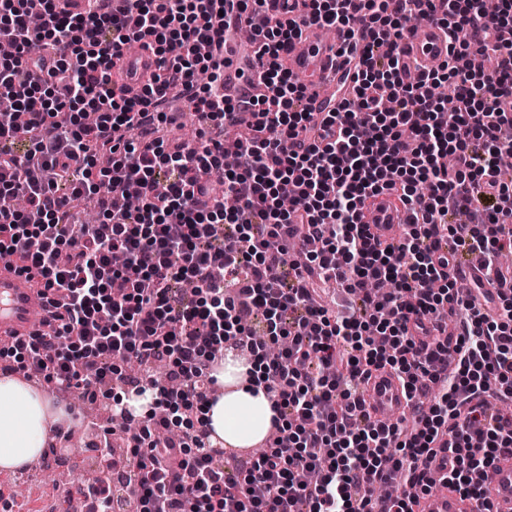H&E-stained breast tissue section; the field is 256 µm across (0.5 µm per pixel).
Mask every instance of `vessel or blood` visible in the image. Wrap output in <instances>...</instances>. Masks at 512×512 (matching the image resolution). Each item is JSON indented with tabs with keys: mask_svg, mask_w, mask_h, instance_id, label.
<instances>
[{
	"mask_svg": "<svg viewBox=\"0 0 512 512\" xmlns=\"http://www.w3.org/2000/svg\"><path fill=\"white\" fill-rule=\"evenodd\" d=\"M365 26L362 12H355L352 30L334 31L325 38L323 28L307 26L301 36L302 46L289 52V70L298 75L305 86V102L309 111L321 114L336 90V77L345 72L350 62L359 58L358 38ZM405 63L417 62L430 67L445 61L448 44L437 22L412 26L403 42ZM158 63L151 49L143 47L126 55L112 70L115 82L127 85L132 92L151 83ZM370 233L382 240L390 239L404 222V213L390 204L388 195L378 196L370 210ZM36 292L26 274L19 272L6 259H0V338H25L45 330L51 322L49 302L35 304ZM365 399L373 421L388 423L409 409L408 393L396 374L388 370L372 372L365 383ZM448 472L447 452H437L428 473L434 482L424 499L426 512H477L476 501L466 498L454 488L445 486ZM490 490L491 512H512V456L501 455L485 476Z\"/></svg>",
	"mask_w": 512,
	"mask_h": 512,
	"instance_id": "vessel-or-blood-1",
	"label": "vessel or blood"
}]
</instances>
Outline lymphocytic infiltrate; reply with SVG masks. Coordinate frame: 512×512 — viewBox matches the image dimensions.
Segmentation results:
<instances>
[{"mask_svg": "<svg viewBox=\"0 0 512 512\" xmlns=\"http://www.w3.org/2000/svg\"><path fill=\"white\" fill-rule=\"evenodd\" d=\"M59 16L53 0H0V97L27 115L0 125V256L34 282L38 295L66 293L53 333L11 341L7 356L50 389L78 387L92 400L112 389L153 390L148 411H124L128 451L120 464L137 490V512H417L435 452L448 453V480L482 508L479 476L512 452V295L475 283L456 291L458 256H485L497 284L512 250V187L487 182L512 153V0L494 12L479 0H128L112 14ZM258 39L261 82L252 137L186 150L156 138L180 88L203 125H222L224 19ZM368 19L363 67L343 75L339 102L313 126L297 76L281 63L302 27L351 26V6ZM448 38L447 74H411L401 43L415 18ZM152 36L153 85L127 95L111 79L113 57ZM41 41L44 51L29 46ZM485 54L492 69L460 67ZM452 76L443 99L431 90ZM292 187V208L280 202ZM395 194L407 212L404 238L381 243L363 222L365 200ZM96 195L97 223L72 229L70 206ZM318 242L306 264L285 265L290 239ZM339 283L350 306L333 313L316 283ZM192 282L194 297L176 291ZM467 316L443 340H415L411 317ZM248 354L277 413L279 439L234 468L215 457L206 428L171 442L170 406L201 413L214 389L215 347ZM166 366L165 380L139 379L128 362ZM388 368L404 382L414 425L373 422L361 384ZM403 477L400 495L378 486Z\"/></svg>", "mask_w": 512, "mask_h": 512, "instance_id": "lymphocytic-infiltrate-1", "label": "lymphocytic infiltrate"}]
</instances>
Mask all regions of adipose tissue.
<instances>
[{"instance_id": "adipose-tissue-1", "label": "adipose tissue", "mask_w": 512, "mask_h": 512, "mask_svg": "<svg viewBox=\"0 0 512 512\" xmlns=\"http://www.w3.org/2000/svg\"><path fill=\"white\" fill-rule=\"evenodd\" d=\"M250 366L226 358L215 378L225 393L211 399L204 421L217 437L234 448H250L272 428L273 404L266 393L246 380ZM64 409L47 395L11 377L0 379V467H23L36 459L54 423L66 419Z\"/></svg>"}]
</instances>
